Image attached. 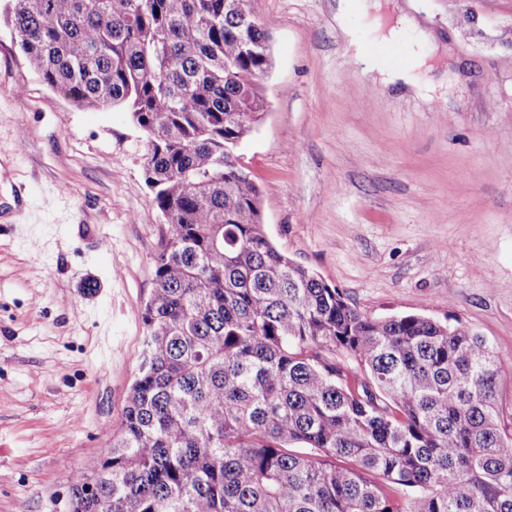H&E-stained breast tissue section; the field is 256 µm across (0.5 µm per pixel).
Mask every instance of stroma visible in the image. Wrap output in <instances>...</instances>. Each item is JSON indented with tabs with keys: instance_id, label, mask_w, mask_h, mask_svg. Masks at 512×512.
<instances>
[{
	"instance_id": "1",
	"label": "stroma",
	"mask_w": 512,
	"mask_h": 512,
	"mask_svg": "<svg viewBox=\"0 0 512 512\" xmlns=\"http://www.w3.org/2000/svg\"><path fill=\"white\" fill-rule=\"evenodd\" d=\"M432 37L439 96L371 87L336 0H253L266 110L236 153L267 236L368 316L463 322L512 406V0H392ZM147 139L75 108L0 27V512H69L144 347L166 219Z\"/></svg>"
}]
</instances>
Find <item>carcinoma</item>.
Listing matches in <instances>:
<instances>
[{"label": "carcinoma", "instance_id": "cac0c4a2", "mask_svg": "<svg viewBox=\"0 0 512 512\" xmlns=\"http://www.w3.org/2000/svg\"><path fill=\"white\" fill-rule=\"evenodd\" d=\"M0 23L73 106L128 110L167 223L139 374L71 512H512L495 346L374 319L267 237L236 156L271 66L252 0H8Z\"/></svg>", "mask_w": 512, "mask_h": 512}]
</instances>
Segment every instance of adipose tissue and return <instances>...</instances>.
I'll return each instance as SVG.
<instances>
[{"mask_svg": "<svg viewBox=\"0 0 512 512\" xmlns=\"http://www.w3.org/2000/svg\"><path fill=\"white\" fill-rule=\"evenodd\" d=\"M382 9L381 0H339L336 20L342 24L351 14H359L372 29L378 41L388 44L397 43L400 30L388 24ZM349 44L354 49L356 65L360 66L364 73L373 74L376 86L388 88L401 81L411 86L418 96L425 99L431 98L435 87L433 83L421 77L422 70L427 67V60L420 50H412L404 65L392 68L383 66L368 53L357 35H350Z\"/></svg>", "mask_w": 512, "mask_h": 512, "instance_id": "ef3b65f1", "label": "adipose tissue"}]
</instances>
